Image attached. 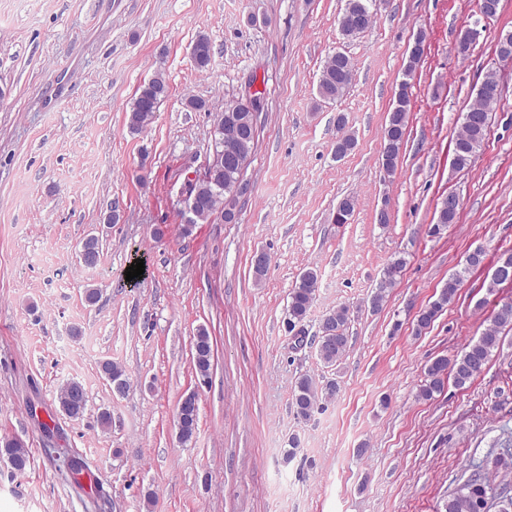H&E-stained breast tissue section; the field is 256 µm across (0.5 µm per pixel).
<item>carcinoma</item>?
<instances>
[{"label": "carcinoma", "mask_w": 512, "mask_h": 512, "mask_svg": "<svg viewBox=\"0 0 512 512\" xmlns=\"http://www.w3.org/2000/svg\"><path fill=\"white\" fill-rule=\"evenodd\" d=\"M357 14L361 20L360 32L370 29L375 22L373 0H346L344 10L339 19V31L342 37L352 36L350 28L351 16ZM212 42L205 35H199L192 47V55L197 67H208L212 59ZM418 59L408 58L403 80L399 83L398 92L392 108L387 115L383 130V143L395 142L400 147L404 143L408 123L407 87L412 76L408 70L416 67ZM355 64L352 57L338 51L329 56L322 67L317 86L318 94L323 100L341 98L351 85ZM168 94V84L163 73H156L147 82L141 84L136 91L134 101L126 115V125L130 133L140 134L146 131L152 123L155 112ZM498 100L477 91L474 99L467 108L471 118L463 119L461 130L454 141L453 169L461 171L467 168L476 153L483 146L487 136L483 117L495 110ZM237 127L239 140L237 154L240 164L224 160V171L220 172L214 181H199L193 192L198 199V209L194 222L208 223L214 214L224 213V222L233 218V206L238 196L240 177L244 175L242 165L248 163L255 149L256 138L253 135V115L238 100L224 103V110L216 113V122ZM346 117L342 114L336 118L339 136L336 138L335 155L341 159L352 151L356 145L355 136L346 130ZM355 209V198L346 195L336 205L335 223L347 224ZM484 259V251L480 248L467 255L463 268L448 278V283L442 288L437 299L419 312L417 331L427 329L443 309L455 298L458 287L465 275L478 267ZM405 260L397 258L384 268L381 280L370 299L372 310L383 306L390 289L397 282L404 267ZM319 283V275L313 268L306 269L300 274L294 288L289 293L288 330L294 333L297 344L305 342L308 333L306 319L313 303ZM352 312L348 306H339L325 315L318 327L322 334L321 347L316 350L319 360L327 367L337 365L349 350L348 334ZM512 325V302L501 305L492 323L481 335L470 341L453 358L438 357L427 367L424 383L421 385L418 398L431 399L434 394L442 391L446 381H453L460 389L470 385L483 371L491 360L493 353L501 345V329ZM194 370L200 381L210 377L213 358V342L208 331L198 330L194 343ZM340 388L335 379L320 384L310 375L302 374L295 379L292 389V406L298 416L304 420L312 417L314 412L323 408L324 402L333 399ZM198 426V408L185 409L183 427L179 440L187 444L193 440ZM0 454L14 460L15 470L25 471L29 463L28 451L25 447L5 441L0 444ZM498 507V512H512V495L507 488L497 487L488 477L477 471L458 484L448 496L443 505V512H490L492 506Z\"/></svg>", "instance_id": "1"}]
</instances>
